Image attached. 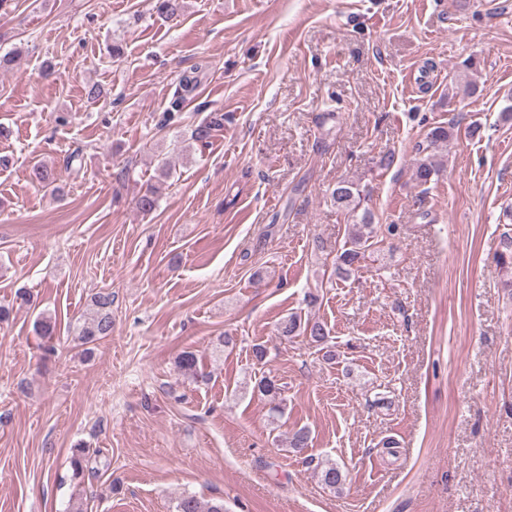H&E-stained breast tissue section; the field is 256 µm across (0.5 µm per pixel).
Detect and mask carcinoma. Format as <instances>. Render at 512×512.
Returning <instances> with one entry per match:
<instances>
[{
	"label": "carcinoma",
	"instance_id": "cac0c4a2",
	"mask_svg": "<svg viewBox=\"0 0 512 512\" xmlns=\"http://www.w3.org/2000/svg\"><path fill=\"white\" fill-rule=\"evenodd\" d=\"M224 126V114L221 112H212L209 118L195 129V141L206 144L207 139L213 130ZM451 136V129L443 126L435 128L427 136V145H418L417 151L425 154L429 147L439 142L446 141ZM437 169L425 156L416 163L415 180L424 186L428 184ZM32 180L39 183L44 188L54 186L55 179L52 171L44 164H36L31 171ZM331 200L336 209L345 211L353 217V223L349 232L346 248L337 256L335 263L336 277L342 281L349 280L360 268L361 260L365 258L366 252L375 248L377 245L378 228L373 224V214L371 210L363 205L365 196L360 190L359 185L350 180H340L331 191ZM93 305L95 314L85 320L78 327V340L85 346V352H90V346L97 344L102 339L112 333V294L98 293L94 296ZM36 333L43 338H52L55 335L56 322L47 315L39 316L34 322ZM281 335L285 337L304 336L310 342L321 346L327 344L330 338V330L320 321L302 320L301 316L291 314L280 323ZM176 366L181 375L191 381H199L204 375L199 370V358L191 350L182 352L176 361ZM254 389L260 396L266 398L271 405V411L281 412L283 399L281 398V387L274 377L268 374H262L255 379ZM287 447L291 452L298 456H305V462L311 464L314 459L307 455L309 447V431L306 428H300L288 438ZM89 449L79 445L72 450V470L73 478L79 479L84 476L88 467ZM320 482L327 488L337 489L343 485L345 474L343 469L333 462H319L315 466ZM174 512H224V503L214 502L210 504L202 503L194 495H184L176 500Z\"/></svg>",
	"mask_w": 512,
	"mask_h": 512
}]
</instances>
